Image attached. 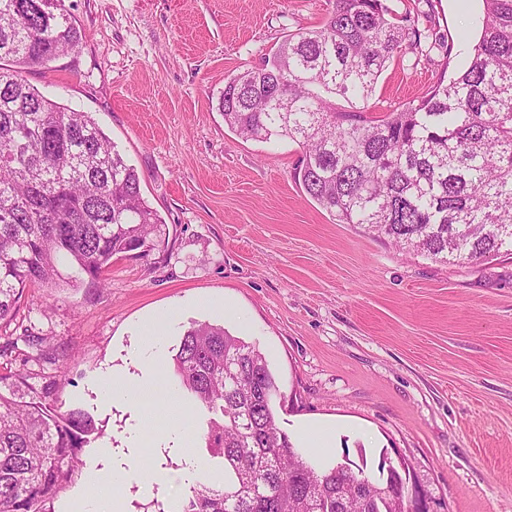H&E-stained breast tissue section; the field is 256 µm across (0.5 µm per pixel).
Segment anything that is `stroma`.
<instances>
[{"mask_svg": "<svg viewBox=\"0 0 512 512\" xmlns=\"http://www.w3.org/2000/svg\"><path fill=\"white\" fill-rule=\"evenodd\" d=\"M444 34L452 51L396 57L373 113L424 96L467 66L483 0H387ZM80 53L27 71L44 94L91 113L141 176L165 243L118 257L102 287L25 289L0 324V373L26 366L53 397L87 410L103 433L85 469L121 468L127 512H180L196 482L224 480L195 408L170 416L173 358L191 322L224 325L266 356L280 426L332 428L335 446L303 449L316 469L404 457L434 512H512V255L448 265L343 224L294 180L299 147L229 130L218 110L227 77L261 65L286 38L320 25L334 0H65ZM165 322L157 398L133 410L103 381L135 374L147 327ZM42 337L50 365L16 343ZM190 435L166 446L171 419Z\"/></svg>", "mask_w": 512, "mask_h": 512, "instance_id": "35a3bbf8", "label": "stroma"}]
</instances>
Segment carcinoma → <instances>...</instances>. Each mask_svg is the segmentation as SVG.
Segmentation results:
<instances>
[{
  "mask_svg": "<svg viewBox=\"0 0 512 512\" xmlns=\"http://www.w3.org/2000/svg\"><path fill=\"white\" fill-rule=\"evenodd\" d=\"M483 4L467 67L377 115L368 100L394 56L451 46L385 0H336L321 26L225 81L224 124L298 144L295 178L343 224L435 262L512 254V0ZM82 41L65 0H0V322L15 318L24 288L60 279L61 258L69 281L99 286L114 256L162 242L140 174L95 119L24 79ZM174 363L224 463V482L198 485L181 512H419L383 462L375 483L347 452L320 472L298 453L265 356L224 326L193 323ZM101 436L88 411L61 410L27 371L0 374V512H49Z\"/></svg>",
  "mask_w": 512,
  "mask_h": 512,
  "instance_id": "obj_1",
  "label": "carcinoma"
}]
</instances>
